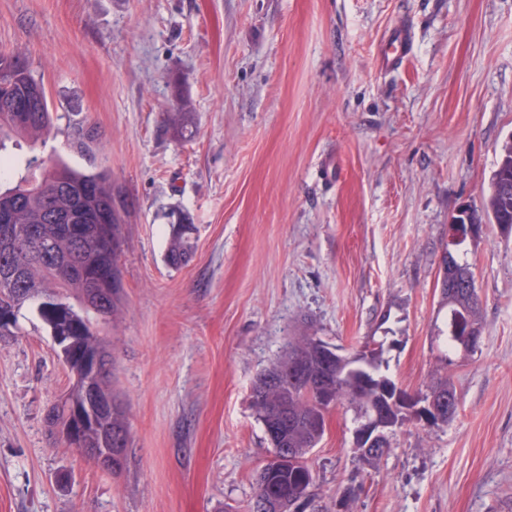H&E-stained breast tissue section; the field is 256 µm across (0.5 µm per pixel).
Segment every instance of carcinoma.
Instances as JSON below:
<instances>
[{
	"instance_id": "carcinoma-1",
	"label": "carcinoma",
	"mask_w": 512,
	"mask_h": 512,
	"mask_svg": "<svg viewBox=\"0 0 512 512\" xmlns=\"http://www.w3.org/2000/svg\"><path fill=\"white\" fill-rule=\"evenodd\" d=\"M29 70L25 55L0 54V342L20 334L23 308L34 305L49 321L52 340L64 352L73 382L68 392L47 415L48 435L64 415L84 406L80 382L86 364L95 357L112 363V349L98 332V319L115 318L122 304L118 257L123 243L126 201L112 184L106 170L86 173L61 159L50 163L33 159L25 167L15 164L8 143L45 141L54 126V113L45 91ZM167 125L178 136L192 137L193 113L186 102L166 113ZM508 176V190L488 196L485 215L495 218L512 233V155L501 154L491 181ZM168 224L165 260L179 268L190 261L197 248L196 227L172 213ZM37 228V235L24 244L7 234L8 228ZM463 241L446 245L448 267L454 276L445 281L461 305L480 312L477 289L465 270L470 264L457 258ZM72 294L80 311L56 304L61 294ZM437 338L446 347L444 362L455 365L461 351L460 337L449 330L448 320L438 327ZM386 340L365 343L351 358L336 359V353L314 336H301L288 344L285 354L261 372L251 388V404L281 458L256 474V494L248 512H292L288 504L308 496L314 476L307 449L324 434L326 413L336 407L355 411L368 421L372 408L393 405L394 423L420 420L403 412L405 403L431 398L439 407L431 425L446 424L459 408L456 391H448L449 379L438 380L425 392L411 395L381 374L386 366ZM123 440L129 447L126 408L119 403L69 444L82 456L88 448H115Z\"/></svg>"
}]
</instances>
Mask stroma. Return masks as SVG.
I'll return each instance as SVG.
<instances>
[{
  "label": "stroma",
  "instance_id": "35a3bbf8",
  "mask_svg": "<svg viewBox=\"0 0 512 512\" xmlns=\"http://www.w3.org/2000/svg\"><path fill=\"white\" fill-rule=\"evenodd\" d=\"M405 24V68L380 71ZM23 51L54 106L46 145L109 170L128 202L120 316L100 323L127 408L118 475L45 417L72 377L35 313L0 344V512H247L272 448L250 403L291 337L345 352L392 330L387 375L451 376L448 424L411 421L375 466L353 412L309 454L306 512H512V236L467 259L481 300L472 357L434 338L448 224L483 208L512 137V0H0V52ZM188 101L192 138L163 114ZM339 166L335 182L320 167ZM197 250L164 259L172 210Z\"/></svg>",
  "mask_w": 512,
  "mask_h": 512
}]
</instances>
